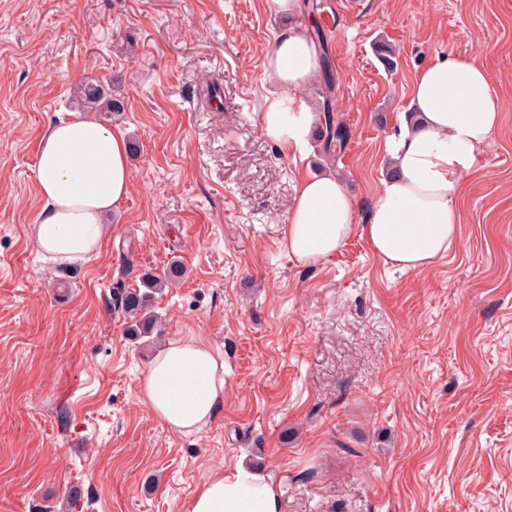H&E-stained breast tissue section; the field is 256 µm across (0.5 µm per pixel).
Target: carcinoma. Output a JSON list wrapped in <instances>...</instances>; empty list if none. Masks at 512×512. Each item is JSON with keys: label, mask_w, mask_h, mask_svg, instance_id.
<instances>
[{"label": "carcinoma", "mask_w": 512, "mask_h": 512, "mask_svg": "<svg viewBox=\"0 0 512 512\" xmlns=\"http://www.w3.org/2000/svg\"><path fill=\"white\" fill-rule=\"evenodd\" d=\"M322 68L325 73L326 91L322 92V102L319 107V141L327 156H335V151L344 149L349 129L335 113L331 80V63L327 56H322ZM73 96L77 103L85 108L98 112H121L125 109L124 101L112 96V89L104 86L96 80H85L74 88ZM183 274V268L173 264L164 276L159 277L146 273L140 277V284L136 288H120L113 291L112 299L114 308L134 320V324L128 328V333L133 336L150 334L158 326V316L152 310V300L157 289L166 284L175 283Z\"/></svg>", "instance_id": "1"}]
</instances>
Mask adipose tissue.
I'll use <instances>...</instances> for the list:
<instances>
[{"instance_id":"1","label":"adipose tissue","mask_w":512,"mask_h":512,"mask_svg":"<svg viewBox=\"0 0 512 512\" xmlns=\"http://www.w3.org/2000/svg\"><path fill=\"white\" fill-rule=\"evenodd\" d=\"M320 61L318 45L300 26L281 34L266 56L280 92L266 98L260 128L283 154L303 152L311 136L315 116L304 97ZM411 107L386 141L393 172L380 179L361 228L386 261L421 271L459 235L460 185L498 128L501 109L493 77L475 55H448L419 68ZM34 178L43 203L31 227L36 248L60 266L85 264L99 250L106 216L132 190L127 135L89 117L55 121L39 143ZM355 219L342 177H301L285 245L299 262L315 263L336 253ZM142 393L167 428L195 433L224 400V358L202 337L171 340L148 366ZM190 512H282L279 484L239 465L206 479Z\"/></svg>"}]
</instances>
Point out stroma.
<instances>
[{"label":"stroma","instance_id":"35a3bbf8","mask_svg":"<svg viewBox=\"0 0 512 512\" xmlns=\"http://www.w3.org/2000/svg\"><path fill=\"white\" fill-rule=\"evenodd\" d=\"M314 2L296 20L327 30L360 223L416 70L477 53L495 78L501 124L424 270L359 229L312 265L284 247L298 177L327 165L320 142L287 156L258 126L288 27L269 0H0V512H190L238 464L279 478L282 512H512V0ZM84 79L120 89L124 111L97 118L139 149L98 256L60 267L30 237L33 167ZM175 260L160 334L129 336L113 288ZM190 334L223 353L224 402L182 435L142 385Z\"/></svg>","mask_w":512,"mask_h":512}]
</instances>
